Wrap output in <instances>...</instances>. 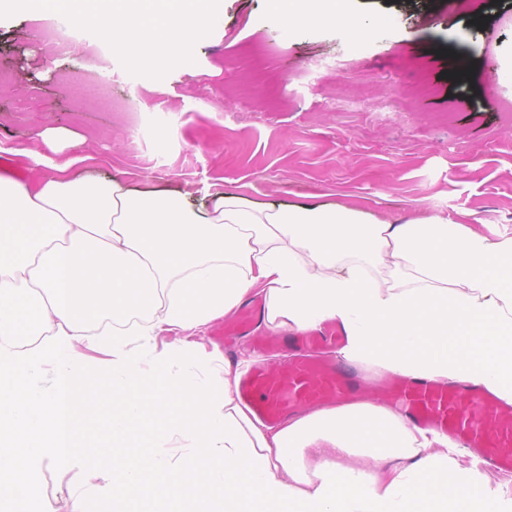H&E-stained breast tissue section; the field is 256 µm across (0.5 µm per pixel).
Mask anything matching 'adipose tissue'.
<instances>
[{"mask_svg": "<svg viewBox=\"0 0 512 512\" xmlns=\"http://www.w3.org/2000/svg\"><path fill=\"white\" fill-rule=\"evenodd\" d=\"M89 15L69 0H0V17L54 12L92 22L130 63L183 48L220 15L222 0H116ZM274 22L331 23L353 39L385 17L351 0H294ZM48 153L16 151L39 176H0V446L13 499L22 467L56 440L93 379L77 346L110 353L112 436L125 438L150 409L200 466L151 455L109 473L112 512L144 502L145 477L181 488L193 512H512L478 460L435 430L367 401L260 419L237 393L254 357L207 351L198 334L251 296L257 325L303 331L332 319L346 340L338 359L433 381L483 383L512 404V232L483 234L432 215L391 220L341 201L253 200L167 183L138 188L110 175L78 176L52 151L70 143L50 128ZM386 268V279L375 272ZM173 341L145 364L139 347ZM52 365L56 388L31 387Z\"/></svg>", "mask_w": 512, "mask_h": 512, "instance_id": "obj_1", "label": "adipose tissue"}]
</instances>
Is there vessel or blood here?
Segmentation results:
<instances>
[{
  "label": "vessel or blood",
  "mask_w": 512,
  "mask_h": 512,
  "mask_svg": "<svg viewBox=\"0 0 512 512\" xmlns=\"http://www.w3.org/2000/svg\"><path fill=\"white\" fill-rule=\"evenodd\" d=\"M258 312V306H246L232 322L217 324L214 341L243 335ZM341 341L340 329L331 322L288 336L255 338V347L266 350L268 363L242 377L241 396L272 424L294 412L357 398L367 379L327 355ZM380 388L409 421L446 434L457 447L473 449L500 471H512V405L499 401L482 385L397 375L384 380Z\"/></svg>",
  "instance_id": "vessel-or-blood-1"
}]
</instances>
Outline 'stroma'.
I'll use <instances>...</instances> for the list:
<instances>
[{
    "label": "stroma",
    "mask_w": 512,
    "mask_h": 512,
    "mask_svg": "<svg viewBox=\"0 0 512 512\" xmlns=\"http://www.w3.org/2000/svg\"><path fill=\"white\" fill-rule=\"evenodd\" d=\"M354 0L388 13L375 33L349 39L332 26L283 33L268 21L289 0H224L223 12L184 50L142 67L114 52L112 90L143 116L93 108L99 73L81 50L48 54L42 16L0 21V142L40 152L48 128L68 129L81 173L139 187L173 182L205 191L242 188L254 200L362 204L391 219L462 210L512 230V86L494 81L512 61V0ZM496 34L493 52L485 38ZM161 92H154V85ZM76 417L73 447L31 465L27 497L0 512H88L111 504L112 411ZM100 471L89 479L90 471Z\"/></svg>",
    "instance_id": "obj_1"
}]
</instances>
